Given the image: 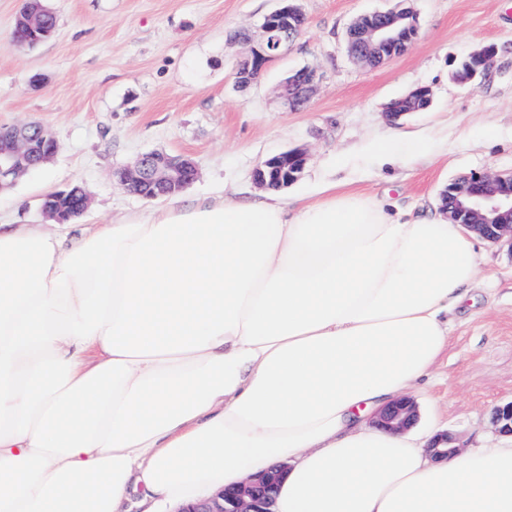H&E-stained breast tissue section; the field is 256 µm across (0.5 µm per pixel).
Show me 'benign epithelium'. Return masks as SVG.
<instances>
[{
	"label": "benign epithelium",
	"instance_id": "7a95c632",
	"mask_svg": "<svg viewBox=\"0 0 512 512\" xmlns=\"http://www.w3.org/2000/svg\"><path fill=\"white\" fill-rule=\"evenodd\" d=\"M281 6L266 15L260 25V37L247 57L236 65L237 82L247 86L256 82L267 65L288 50L301 36L304 14L299 0H280ZM347 41L349 54L357 61L377 67L385 60L403 53L407 38L418 36L419 22L410 7L375 11L360 17ZM496 55V47L486 45L469 56L455 74L457 81L469 82L485 74ZM305 77L289 75L279 93V104L286 111L300 110L310 100L318 83L315 69L304 68ZM36 124L0 129V190L13 186L29 171L49 162L57 147L41 142L43 133ZM307 155L300 149H288L265 159L255 169L253 178L262 189L281 190L303 174ZM198 176L195 163L188 157L162 151L142 154L133 165L117 173L118 184L126 191L149 199H158L183 191ZM72 204L64 208L41 206L43 214L58 224L82 215L89 207L90 195L80 186L61 192ZM448 219L474 231L485 240L498 243L512 239V175L473 173L455 180L448 187V204L442 208ZM420 416L411 398L395 401L382 409L373 421L375 427L401 432L414 426ZM493 421L500 432L512 436V401L495 408ZM430 449L438 459L457 454L460 447L446 434L436 435ZM286 464L248 476L242 482L224 488L212 498L177 512H275L274 504Z\"/></svg>",
	"mask_w": 512,
	"mask_h": 512
}]
</instances>
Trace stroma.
I'll list each match as a JSON object with an SVG mask.
<instances>
[{"label":"stroma","mask_w":512,"mask_h":512,"mask_svg":"<svg viewBox=\"0 0 512 512\" xmlns=\"http://www.w3.org/2000/svg\"><path fill=\"white\" fill-rule=\"evenodd\" d=\"M399 0H301L298 42L247 88L235 82L248 45L278 0H44L56 32L38 47L14 46L23 0H0V126H48L59 148L51 161L0 192V224L48 228L47 193L71 185L91 196L74 228L108 224L161 208L120 189L116 171L155 149L189 155L198 177L186 200L229 186L258 198L254 169L293 148L306 150L303 176L284 201H315L326 183L433 212L448 183L472 172L512 173V0H410L420 32L400 55L371 69L354 64L346 32L359 16ZM497 48L487 72L461 83L460 61ZM316 68L308 106L282 111L278 90L292 71ZM43 76L34 84V76ZM426 86L432 103L390 121L384 107ZM425 140L424 154L378 168L368 146L391 133ZM479 277L456 310L448 347L412 396L419 426L448 433L462 447H500L512 438L491 422L512 401V253L478 246Z\"/></svg>","instance_id":"stroma-1"}]
</instances>
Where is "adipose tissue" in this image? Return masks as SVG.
Here are the masks:
<instances>
[{"mask_svg":"<svg viewBox=\"0 0 512 512\" xmlns=\"http://www.w3.org/2000/svg\"><path fill=\"white\" fill-rule=\"evenodd\" d=\"M0 225V512H176L285 459L276 512H512V446L372 417L427 377L477 234L322 187Z\"/></svg>","mask_w":512,"mask_h":512,"instance_id":"obj_1","label":"adipose tissue"}]
</instances>
